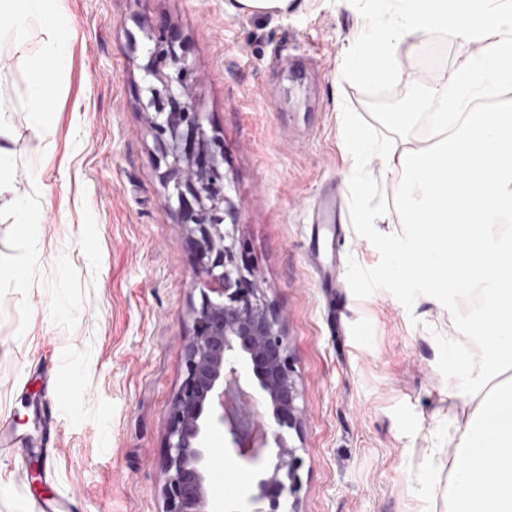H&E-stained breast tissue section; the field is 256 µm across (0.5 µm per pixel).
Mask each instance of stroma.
Segmentation results:
<instances>
[{"instance_id":"1","label":"stroma","mask_w":512,"mask_h":512,"mask_svg":"<svg viewBox=\"0 0 512 512\" xmlns=\"http://www.w3.org/2000/svg\"><path fill=\"white\" fill-rule=\"evenodd\" d=\"M227 0H53L68 48L48 66L52 133L31 125L29 74L0 42V122L13 133V191L0 194V265L22 268L0 288V512H164L167 410L182 381L181 348L199 303L197 270L165 189L141 102L145 32L169 27L193 66L208 134L224 143L237 235L259 285L284 314L303 394L297 496L280 512H443L453 448L448 422L471 379L455 351L478 354L484 314L465 295L430 297L424 273L396 267L418 224L397 223L403 173L374 152L353 157L341 127L395 133L380 113L413 85L466 66L474 44L435 33L401 56L413 84L341 72L358 36L395 17L394 0H294L288 12L230 10ZM364 191L354 192V169ZM346 191L350 222L341 287H322L308 249L319 186ZM39 225L31 256L13 199ZM67 391L59 432L43 413L49 380ZM225 512H252V468L210 458Z\"/></svg>"}]
</instances>
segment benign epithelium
<instances>
[{
    "label": "benign epithelium",
    "instance_id": "1",
    "mask_svg": "<svg viewBox=\"0 0 512 512\" xmlns=\"http://www.w3.org/2000/svg\"><path fill=\"white\" fill-rule=\"evenodd\" d=\"M146 39L143 72L153 82L142 110L165 165L166 206L185 227L201 285L181 354L182 382L167 415L165 512H213L207 461L217 426L228 443L224 454L256 469L250 500L267 508L254 512H279L280 498L297 491L302 466L283 434L299 430L303 416L283 313L259 287L249 249L235 234L224 146L204 126L186 53L163 26L149 29Z\"/></svg>",
    "mask_w": 512,
    "mask_h": 512
}]
</instances>
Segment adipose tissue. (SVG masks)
<instances>
[{
    "mask_svg": "<svg viewBox=\"0 0 512 512\" xmlns=\"http://www.w3.org/2000/svg\"><path fill=\"white\" fill-rule=\"evenodd\" d=\"M399 19L378 26L372 37L374 68L384 79L401 76L399 49L438 31L479 44L465 68L429 87L430 143L380 145L385 172L405 173L400 221L426 231L412 250L431 288L443 294L478 291L496 318L485 332L488 357L505 356L507 377L490 382L470 356L456 354L458 369L485 389L479 400L460 395L452 417L455 451L448 458V512H512V0H399ZM50 0H0L18 65L30 73L29 115L33 127L50 135L46 77L28 56L31 32L50 30L45 52L61 61L65 42ZM484 166L470 171L473 158Z\"/></svg>",
    "mask_w": 512,
    "mask_h": 512,
    "instance_id": "adipose-tissue-1",
    "label": "adipose tissue"
}]
</instances>
